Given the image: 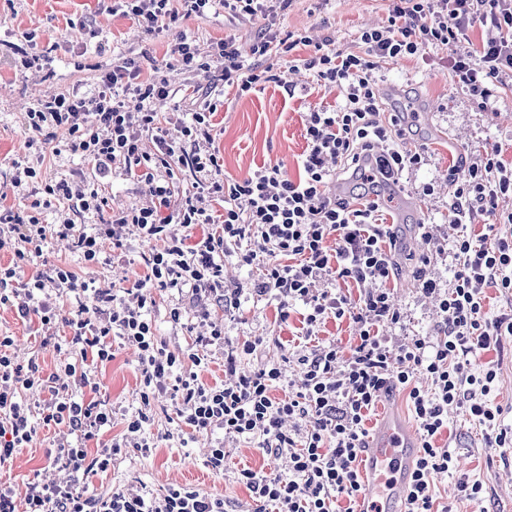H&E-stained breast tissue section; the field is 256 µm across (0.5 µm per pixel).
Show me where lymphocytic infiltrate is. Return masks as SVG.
<instances>
[{
  "instance_id": "lymphocytic-infiltrate-1",
  "label": "lymphocytic infiltrate",
  "mask_w": 512,
  "mask_h": 512,
  "mask_svg": "<svg viewBox=\"0 0 512 512\" xmlns=\"http://www.w3.org/2000/svg\"><path fill=\"white\" fill-rule=\"evenodd\" d=\"M170 0H124L126 13L146 34L168 29L179 15H204L224 7L237 15H271L286 11L293 0H182V11ZM484 26L479 47L464 46L474 22ZM362 52H333L316 47L303 66L317 80L335 84L340 102L335 110H317L304 119L306 148L300 157L302 173L293 180L280 168H261L242 180L227 182L214 146L212 118L217 104L211 93L200 96L197 109L181 128L180 140H168L156 100L176 96L162 67L141 79L133 60L118 58L94 92L80 97L58 96L28 114L29 124L66 126L70 153L83 157L94 170L92 183L65 180L45 184L44 195L31 200L35 210L57 203L60 221L40 223L0 212V249L13 250L12 266L0 267V306L14 308L23 319L50 324L54 311L50 289L78 296L76 315L68 322L66 343L75 362L61 375L42 376L36 363L21 365L12 357L14 339L0 335V467L26 447L37 430L67 426L75 441L58 443L53 462L58 477L50 483L30 481L28 512H224L221 497L186 485L169 486L159 496L116 488L103 497L85 495L84 476L106 470L114 456L125 452L146 457L158 444L147 427L151 401L170 393L184 427L201 433L257 440L267 453L287 455V474L240 470L255 504L254 512H336L340 501L355 502L362 493L358 458L366 444V417L384 390H407L421 430L420 454L408 495L407 512H452L438 506L432 486L434 474L448 471L453 457L435 440L448 426L449 408H465L482 426L490 446H512V428L501 425L502 410L489 399L497 372L481 366L467 372L469 357L512 335V317L491 319L484 310L479 287L485 283L512 296V212L500 214L490 225L491 239L468 233L466 218L494 210L500 197L512 196V165L491 148L471 162L466 171L449 169L448 194L460 222L448 242L455 267L446 292L433 280L422 288L439 293L443 331L436 340L419 337L399 344L381 336L379 325L400 323L403 315L393 304L386 284L394 276V235L384 224L377 202L352 207L328 190L335 178L330 163L350 167L368 186L381 178L397 179L418 165L421 155L403 150L393 136V123L380 117L379 89L369 77L380 62L418 55L435 46L451 49L453 72L467 92L485 100L493 85L512 77V0H392L387 26L363 30ZM308 37L290 33L266 34L249 52H241L235 37L217 42L216 61L225 85L247 92L273 81L258 59L287 55ZM152 137L154 153L142 151L143 137ZM192 177L197 191L175 200L176 173ZM140 184L145 205L113 210L107 223L92 234L76 231L74 219L102 213L108 205L100 186L114 175ZM185 235L171 232V225ZM210 224L213 232L193 238L195 227ZM155 240L156 249L143 255L144 274L126 292L90 288L68 266L52 265L20 280L21 269L41 256L48 237L71 239L85 266L99 263L104 249L121 257L129 234ZM234 254L239 265L255 269L256 295H273L280 319H288L295 304L306 308V336H314L331 317L352 320L359 327L358 342L349 354L335 343L302 348L297 363L302 371L298 391L279 398L275 389L286 370L277 364L240 369L243 357L269 347L263 337L227 336L223 325L211 322L210 308L231 310L240 305V293L224 285V256ZM360 287L358 299L336 290L337 283ZM174 290L180 296L169 310L170 321L191 332L183 320L185 304L209 324V333L195 337L185 349L159 343L152 313L155 294ZM119 337L139 352L140 406L134 412H116L78 397L79 389L95 387L91 364L113 358L111 337ZM224 350L227 380L209 384L198 375L210 362L214 347ZM426 375L430 388L416 386ZM39 387L49 397L39 410L25 404L22 390ZM294 429H286L287 420ZM121 421L123 432L100 445L102 431ZM97 443L89 453L88 443Z\"/></svg>"
}]
</instances>
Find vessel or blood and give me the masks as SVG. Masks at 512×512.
Instances as JSON below:
<instances>
[{"label": "vessel or blood", "instance_id": "obj_1", "mask_svg": "<svg viewBox=\"0 0 512 512\" xmlns=\"http://www.w3.org/2000/svg\"><path fill=\"white\" fill-rule=\"evenodd\" d=\"M419 439L390 412L361 458V512H406Z\"/></svg>", "mask_w": 512, "mask_h": 512}]
</instances>
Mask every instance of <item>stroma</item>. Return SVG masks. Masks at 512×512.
<instances>
[{"instance_id": "1", "label": "stroma", "mask_w": 512, "mask_h": 512, "mask_svg": "<svg viewBox=\"0 0 512 512\" xmlns=\"http://www.w3.org/2000/svg\"><path fill=\"white\" fill-rule=\"evenodd\" d=\"M389 6V0H293L272 25L280 33H303L317 42L328 37L333 49L358 52L362 49L361 31L386 24ZM82 20L91 22L94 35H85L79 28ZM268 25L271 23L260 15L235 18L220 11L184 18L176 28L151 36L124 16L119 0H0V207L21 215L26 212L27 203L12 182L15 166L34 167L49 182H79L93 175L91 165L80 157L53 154L49 143L65 140V129L38 132L27 128L26 114L37 103L55 95L93 91L102 75L111 70L113 52L134 57L141 78L146 79L152 75L153 65L169 60L178 35L192 41L200 59L206 61L215 44L226 36H234L246 50ZM28 33L34 34V42L25 41ZM310 52V47L301 45L290 57L264 59V66L277 74V81L243 94L230 86H215L211 74L172 69L169 78L180 92L155 101L154 109L160 112L169 137H179L187 113L195 109L194 89L215 87L224 100L213 121L225 180L237 181L274 165L288 177H298V159L306 147L305 113L334 108L339 96L336 86L316 80L302 66ZM28 55L38 56L34 67L25 66ZM451 65L449 50L431 47L412 57L382 62L374 72L384 113L399 118L402 147L424 157L402 179L401 194L410 199V206L398 208L390 195L384 199V218L398 234L393 251L397 274L388 287L404 319L395 326H380L379 332L397 342L412 336L433 340L440 334L438 302L423 294L420 278L426 275L438 287H447L453 265L447 253L430 251L416 237L423 226L441 240L453 232L456 216L448 196L449 168H463L493 147L500 148L505 163H512V81L495 87L484 103L459 84ZM153 247V242L132 238L123 258L79 269L78 274L98 288L134 279L143 272L141 254ZM253 278V272L239 266L234 257H226L224 282L240 288L241 306L231 312L215 308L211 319L222 323L233 336L276 338V345L261 358H248L244 366L251 369L261 361L283 362L288 366L289 381L299 384L296 354L301 316L295 311L288 322H280L277 301L256 296ZM0 333L14 338L13 354L18 361L35 362L42 375L58 373L73 359L68 350L42 345L38 321L21 319L6 306L0 307ZM112 347V361L95 370L99 384L95 397L110 407L135 410L140 405L138 354L117 338ZM470 363L495 366L497 379L489 398L502 408L504 424H512V336L501 337L497 347L474 354ZM152 409L154 422L149 431L160 436L158 448L146 458L117 456L107 470L90 473L83 480L88 494L103 496L120 484L157 496L169 486L187 485L222 497L226 512H249L252 500L237 480L238 471L288 470L287 458L268 456L250 441L228 438L224 441V473L215 475L204 464L213 435L192 433L176 439L178 407L170 394L156 395ZM68 435L62 425L41 429L0 469V480L15 489L16 512L27 510L28 482L55 478L57 470L47 452ZM436 443L448 448L454 460L449 471L433 477L439 503L450 504L453 512H512V449L489 447L483 428L462 408L449 412L448 427ZM464 478L482 482L478 498L469 499L459 492Z\"/></svg>"}]
</instances>
